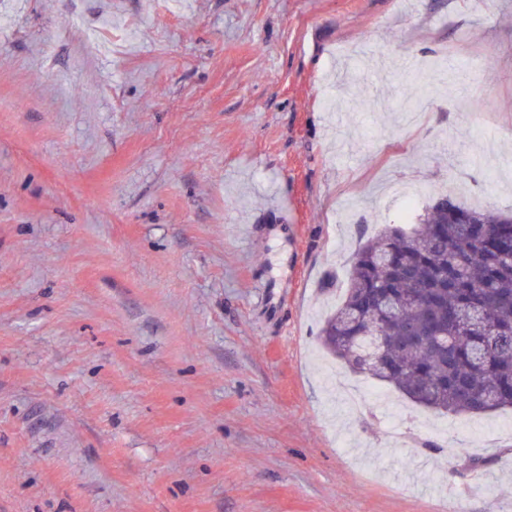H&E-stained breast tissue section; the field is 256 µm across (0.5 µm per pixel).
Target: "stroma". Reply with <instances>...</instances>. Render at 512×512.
<instances>
[{
  "label": "stroma",
  "instance_id": "1",
  "mask_svg": "<svg viewBox=\"0 0 512 512\" xmlns=\"http://www.w3.org/2000/svg\"><path fill=\"white\" fill-rule=\"evenodd\" d=\"M506 171L512 0H0V512H512V436L318 340Z\"/></svg>",
  "mask_w": 512,
  "mask_h": 512
}]
</instances>
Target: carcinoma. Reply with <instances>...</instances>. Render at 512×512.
I'll return each instance as SVG.
<instances>
[{"label":"carcinoma","mask_w":512,"mask_h":512,"mask_svg":"<svg viewBox=\"0 0 512 512\" xmlns=\"http://www.w3.org/2000/svg\"><path fill=\"white\" fill-rule=\"evenodd\" d=\"M512 228L511 210L437 198L410 231L387 227L355 252L341 303L324 320L323 348L413 403L446 415L512 408V252L473 234ZM398 312L372 315L380 294ZM452 323L448 355L429 346Z\"/></svg>","instance_id":"cac0c4a2"}]
</instances>
